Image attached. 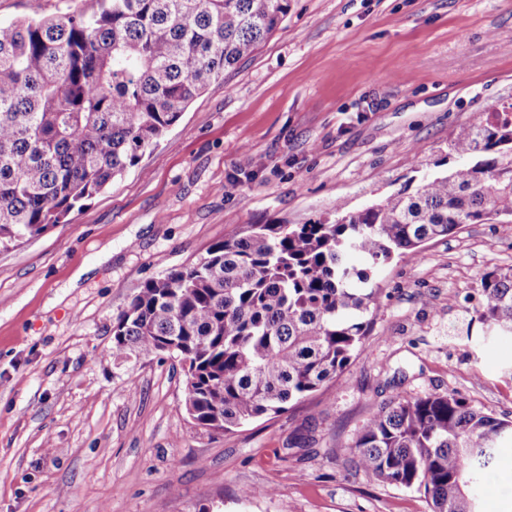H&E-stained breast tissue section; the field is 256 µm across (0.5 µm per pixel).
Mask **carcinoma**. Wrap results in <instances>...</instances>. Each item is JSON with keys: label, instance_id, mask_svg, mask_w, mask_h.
<instances>
[{"label": "carcinoma", "instance_id": "obj_1", "mask_svg": "<svg viewBox=\"0 0 512 512\" xmlns=\"http://www.w3.org/2000/svg\"><path fill=\"white\" fill-rule=\"evenodd\" d=\"M0 23V249L61 223L251 56L288 0H97ZM449 154L482 159L332 223L251 224L148 281L112 326V356L189 362L184 404L223 430L288 409L362 350L394 254L462 224L512 219V103L475 115ZM486 339L512 338V266L480 281ZM512 420L455 392L398 396L349 445L355 468L423 494L429 512H480Z\"/></svg>", "mask_w": 512, "mask_h": 512}]
</instances>
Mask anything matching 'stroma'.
<instances>
[{"mask_svg": "<svg viewBox=\"0 0 512 512\" xmlns=\"http://www.w3.org/2000/svg\"><path fill=\"white\" fill-rule=\"evenodd\" d=\"M74 0H0V22ZM512 103V0H289L138 166L44 234L0 250V512H429L367 479L348 445L399 395L454 391L512 420V341L482 343V276L512 221L464 224L377 271L364 349L280 414L230 432L184 406L165 355L118 361L112 325L144 283L250 224L334 220L449 158ZM258 163L244 168L242 152ZM273 497L245 499L247 487Z\"/></svg>", "mask_w": 512, "mask_h": 512, "instance_id": "35a3bbf8", "label": "stroma"}]
</instances>
